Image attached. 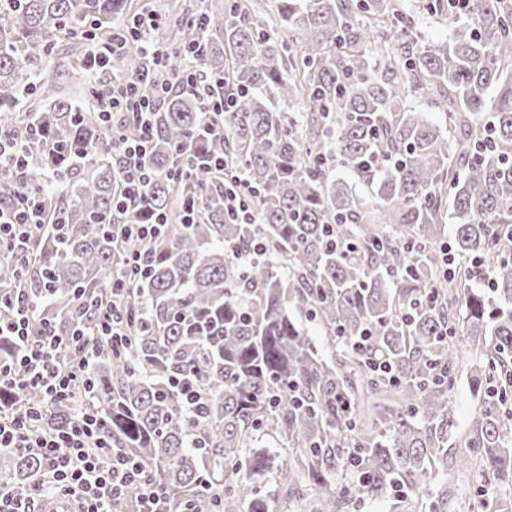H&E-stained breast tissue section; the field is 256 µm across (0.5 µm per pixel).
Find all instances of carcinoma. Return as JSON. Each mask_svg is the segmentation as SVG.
Masks as SVG:
<instances>
[{
  "mask_svg": "<svg viewBox=\"0 0 512 512\" xmlns=\"http://www.w3.org/2000/svg\"><path fill=\"white\" fill-rule=\"evenodd\" d=\"M425 2L448 19L449 41L424 43L397 0H274L269 20L242 5L204 11L199 60L235 100L220 135L203 131L196 91L175 83L182 58L159 68L142 37L105 64L62 65L63 79H92L93 95L128 75L149 94L173 85L153 115L144 204L122 217L112 128L41 68L87 39L111 42L130 0L0 4V133L27 140L19 165L0 169V199L35 192L64 219L0 268L34 338L46 324L93 335L94 303L112 297L138 246L118 222L167 218L147 245L149 277L124 291L126 345L95 343L93 391L44 406L43 425L91 401L171 512H356L382 500L447 512L432 481L450 462L512 488V0ZM215 155L253 193L259 223L224 211V179L200 166ZM185 162L189 177H167ZM192 202L196 224L184 221ZM254 239L266 252L242 271L233 249ZM444 246L455 258L445 278ZM464 371L477 412L450 447ZM183 384L202 406H186ZM7 399L43 406L32 388ZM43 470L38 455L0 448V484L22 490Z\"/></svg>",
  "mask_w": 512,
  "mask_h": 512,
  "instance_id": "obj_1",
  "label": "carcinoma"
}]
</instances>
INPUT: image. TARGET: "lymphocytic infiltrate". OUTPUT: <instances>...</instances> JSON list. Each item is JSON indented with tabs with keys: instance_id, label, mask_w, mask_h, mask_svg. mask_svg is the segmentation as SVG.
I'll return each mask as SVG.
<instances>
[{
	"instance_id": "f902f5d3",
	"label": "lymphocytic infiltrate",
	"mask_w": 512,
	"mask_h": 512,
	"mask_svg": "<svg viewBox=\"0 0 512 512\" xmlns=\"http://www.w3.org/2000/svg\"><path fill=\"white\" fill-rule=\"evenodd\" d=\"M157 105V99L141 93L133 75L118 79L99 102L101 114L112 120L113 146L123 159L117 212H126L129 205L142 200L150 182L145 159L154 139L152 116ZM125 120L135 123L137 137L127 140L120 135ZM52 221L36 195L17 196L11 206L0 207V250H26L42 226ZM164 231L165 222L160 218L151 224H123V237L138 241L140 247L129 253L117 282L126 285L149 272L150 259L142 245ZM3 307L9 314L0 317V339L11 338L18 353L14 361H0V394L15 391L23 383L54 402L68 398L77 384L87 382L91 356L81 351L83 332L62 337L50 331L35 341L27 306L0 296ZM66 345L79 350V357L65 361L60 351ZM38 414L36 408L0 401V448L39 455L46 473L24 492L0 487V512H38L49 491L57 495L60 512H115L116 504L133 488L139 491V512H169L164 490L144 466L113 445L95 414H83L61 428L40 427Z\"/></svg>"
}]
</instances>
